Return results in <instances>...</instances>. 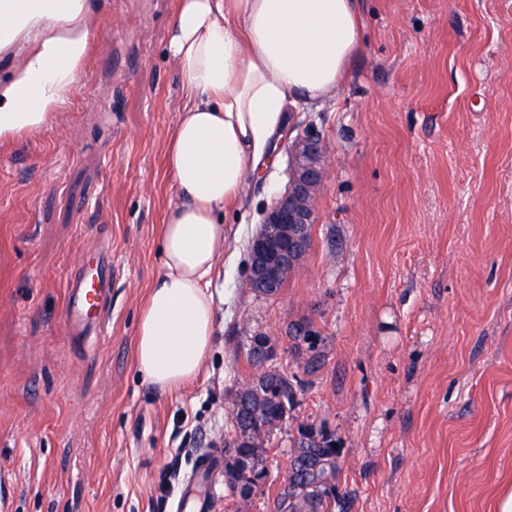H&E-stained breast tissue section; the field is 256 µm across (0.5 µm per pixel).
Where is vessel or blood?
<instances>
[{"mask_svg": "<svg viewBox=\"0 0 512 512\" xmlns=\"http://www.w3.org/2000/svg\"><path fill=\"white\" fill-rule=\"evenodd\" d=\"M112 281V264L109 253L98 256L95 272L73 279L67 285L64 322L68 328L101 325V312L105 287ZM224 453L212 449L202 458L196 471L182 484L177 508L179 512H207L208 497L215 475L221 471Z\"/></svg>", "mask_w": 512, "mask_h": 512, "instance_id": "obj_1", "label": "vessel or blood"}]
</instances>
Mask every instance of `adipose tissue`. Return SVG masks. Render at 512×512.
<instances>
[{
    "label": "adipose tissue",
    "instance_id": "1",
    "mask_svg": "<svg viewBox=\"0 0 512 512\" xmlns=\"http://www.w3.org/2000/svg\"><path fill=\"white\" fill-rule=\"evenodd\" d=\"M100 0H0V144L41 130L91 55ZM357 0H177L167 53L187 101L165 149L173 197L162 272L137 323L135 363L155 389L201 371L215 330L213 270L227 214L277 157L289 103L339 91L361 43Z\"/></svg>",
    "mask_w": 512,
    "mask_h": 512
}]
</instances>
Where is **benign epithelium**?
I'll list each match as a JSON object with an SVG mask.
<instances>
[{
    "mask_svg": "<svg viewBox=\"0 0 512 512\" xmlns=\"http://www.w3.org/2000/svg\"><path fill=\"white\" fill-rule=\"evenodd\" d=\"M287 152L288 184L262 213L260 230L251 242L249 280L267 288L307 249L298 228L315 222L311 199L325 178L324 142L315 125H307L287 143Z\"/></svg>",
    "mask_w": 512,
    "mask_h": 512,
    "instance_id": "benign-epithelium-1",
    "label": "benign epithelium"
}]
</instances>
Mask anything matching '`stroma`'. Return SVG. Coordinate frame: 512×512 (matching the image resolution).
<instances>
[{
    "label": "stroma",
    "instance_id": "1",
    "mask_svg": "<svg viewBox=\"0 0 512 512\" xmlns=\"http://www.w3.org/2000/svg\"><path fill=\"white\" fill-rule=\"evenodd\" d=\"M177 0H103L92 55L39 133L0 145V501L9 512H173L220 447L276 342L304 388L272 435L287 476L298 427L334 431L343 512H497L512 486V0H361V46L334 99L289 106L281 139L326 147L312 244L280 293L247 284L288 158L253 177L211 277L201 373L160 392L134 342L172 197L164 148L185 103L167 32ZM112 252L101 334L71 336L66 280ZM311 321L315 373L285 328Z\"/></svg>",
    "mask_w": 512,
    "mask_h": 512
}]
</instances>
